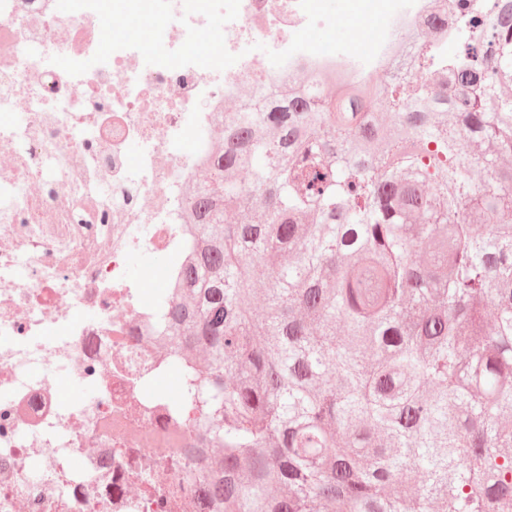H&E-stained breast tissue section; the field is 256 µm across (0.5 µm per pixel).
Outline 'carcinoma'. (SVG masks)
<instances>
[{"label":"carcinoma","mask_w":512,"mask_h":512,"mask_svg":"<svg viewBox=\"0 0 512 512\" xmlns=\"http://www.w3.org/2000/svg\"><path fill=\"white\" fill-rule=\"evenodd\" d=\"M336 102L226 119L153 341L212 512H512V0Z\"/></svg>","instance_id":"1"}]
</instances>
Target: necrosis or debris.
Masks as SVG:
<instances>
[{
	"instance_id": "4bbe7bcc",
	"label": "necrosis or debris",
	"mask_w": 512,
	"mask_h": 512,
	"mask_svg": "<svg viewBox=\"0 0 512 512\" xmlns=\"http://www.w3.org/2000/svg\"><path fill=\"white\" fill-rule=\"evenodd\" d=\"M488 0H416L391 20L376 58L300 52L257 64L250 46L288 48L307 23L299 0H240L224 27L237 54L222 71L147 67L137 50L114 52L73 77L50 59L94 55L95 12L63 16L57 0H0V512H149L139 471L171 462L158 449L173 424L152 388L161 358L151 341L158 305L129 269L164 254L177 276L188 246L186 187L211 143L187 131L216 128L243 91L263 94L303 78L321 92L335 70L361 79L396 72L406 39L443 24L437 51L452 60L459 33L488 20ZM139 144L130 157L131 144ZM71 373L88 397L66 400Z\"/></svg>"
}]
</instances>
